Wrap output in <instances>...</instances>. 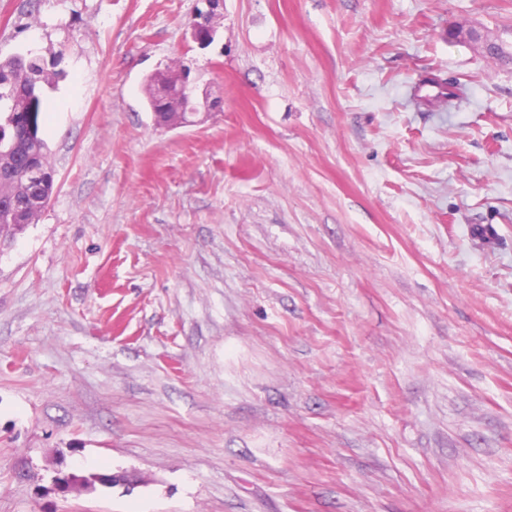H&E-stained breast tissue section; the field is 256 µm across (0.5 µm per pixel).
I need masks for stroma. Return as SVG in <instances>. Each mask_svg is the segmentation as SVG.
<instances>
[{"label": "stroma", "instance_id": "stroma-1", "mask_svg": "<svg viewBox=\"0 0 512 512\" xmlns=\"http://www.w3.org/2000/svg\"><path fill=\"white\" fill-rule=\"evenodd\" d=\"M196 4L0 0V58L61 73L0 244V512H512V65L448 37L512 0H224L204 47ZM178 59L221 101L160 128Z\"/></svg>", "mask_w": 512, "mask_h": 512}]
</instances>
